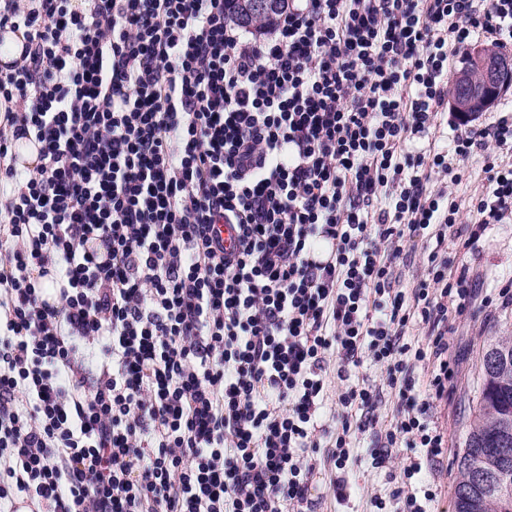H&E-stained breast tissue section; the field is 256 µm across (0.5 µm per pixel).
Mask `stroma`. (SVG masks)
Instances as JSON below:
<instances>
[{
	"label": "stroma",
	"mask_w": 512,
	"mask_h": 512,
	"mask_svg": "<svg viewBox=\"0 0 512 512\" xmlns=\"http://www.w3.org/2000/svg\"><path fill=\"white\" fill-rule=\"evenodd\" d=\"M482 156L474 155L457 162L463 176L459 186H450L448 178L431 175L428 187L439 190L452 187L461 216H468L473 198L481 191L484 174ZM448 258L453 267L464 266L475 288L477 301L463 313H449L448 353L456 361V375L447 398L435 401L431 419L448 433V446L443 456L424 465L423 472L434 481L441 495L435 512H453V487L457 476L455 459L464 447L470 416L476 404L481 349L493 336L512 334V303L502 302L499 293L512 282V216L502 223L490 224L470 241L448 243ZM398 399L384 390L374 411H357V419L366 421L364 431L353 437L350 460L345 469L349 497L337 501L330 488L331 468L323 453H315L316 469L312 480L313 512H378L374 498L387 497L402 482V466L415 455L404 444L384 445V426L397 412ZM388 451L387 467L371 466L374 453Z\"/></svg>",
	"instance_id": "1"
}]
</instances>
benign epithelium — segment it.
<instances>
[{"mask_svg": "<svg viewBox=\"0 0 512 512\" xmlns=\"http://www.w3.org/2000/svg\"><path fill=\"white\" fill-rule=\"evenodd\" d=\"M470 64L452 77L448 97L450 111L468 119L492 109L512 85V58L493 55L483 47L468 52Z\"/></svg>", "mask_w": 512, "mask_h": 512, "instance_id": "7a95c632", "label": "benign epithelium"}]
</instances>
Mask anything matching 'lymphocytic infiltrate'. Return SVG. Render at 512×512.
<instances>
[{"label":"lymphocytic infiltrate","mask_w":512,"mask_h":512,"mask_svg":"<svg viewBox=\"0 0 512 512\" xmlns=\"http://www.w3.org/2000/svg\"><path fill=\"white\" fill-rule=\"evenodd\" d=\"M2 30L24 44L0 65V512H289L323 446L345 499L353 412L380 397L347 382L366 358L400 402L388 445L443 454L428 414L473 290L440 254L467 225L427 181L482 152L470 223L512 215V113L448 155L406 145L461 50L512 48V0H290L262 40L224 0H0ZM23 139L31 170L7 161ZM421 253V244L419 243L415 249L406 247L403 256L397 260L395 288L402 289L407 295L411 294L412 288H416L421 280L428 278L426 263H423ZM340 365L339 360L336 356H333L325 364V372L323 373L325 379V408L323 414V420L327 424L334 425L338 419V415L341 414V407L337 403V395L339 394L342 387L346 382H341L336 375L338 366Z\"/></svg>","instance_id":"1"}]
</instances>
